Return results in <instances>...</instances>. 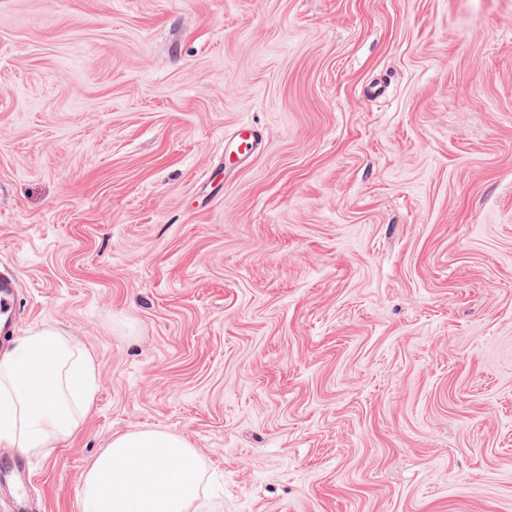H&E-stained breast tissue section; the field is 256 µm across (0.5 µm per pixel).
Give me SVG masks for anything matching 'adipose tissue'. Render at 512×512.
Masks as SVG:
<instances>
[{"mask_svg":"<svg viewBox=\"0 0 512 512\" xmlns=\"http://www.w3.org/2000/svg\"><path fill=\"white\" fill-rule=\"evenodd\" d=\"M96 366L35 328L0 350V446L36 453L69 439L93 405ZM204 472L188 440L147 429L112 437L82 477L84 512H195Z\"/></svg>","mask_w":512,"mask_h":512,"instance_id":"ef3b65f1","label":"adipose tissue"}]
</instances>
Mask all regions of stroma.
Listing matches in <instances>:
<instances>
[{"instance_id": "35a3bbf8", "label": "stroma", "mask_w": 512, "mask_h": 512, "mask_svg": "<svg viewBox=\"0 0 512 512\" xmlns=\"http://www.w3.org/2000/svg\"><path fill=\"white\" fill-rule=\"evenodd\" d=\"M4 268L97 368L39 512L148 428L200 512H512V0H0ZM262 140L255 130L246 126L239 130L232 147L225 154L229 165H240L261 149Z\"/></svg>"}]
</instances>
